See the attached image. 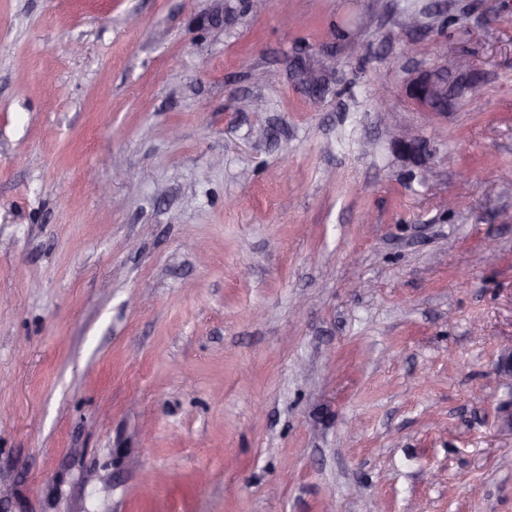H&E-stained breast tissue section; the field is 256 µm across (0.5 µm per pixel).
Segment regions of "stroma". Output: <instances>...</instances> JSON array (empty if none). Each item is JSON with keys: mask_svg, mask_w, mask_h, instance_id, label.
<instances>
[{"mask_svg": "<svg viewBox=\"0 0 512 512\" xmlns=\"http://www.w3.org/2000/svg\"><path fill=\"white\" fill-rule=\"evenodd\" d=\"M224 4L0 0V512H512V0ZM433 70H426L424 73L412 79L410 84L411 95L420 103L425 112L441 113L438 109L428 105L427 99L434 94L435 84Z\"/></svg>", "mask_w": 512, "mask_h": 512, "instance_id": "35a3bbf8", "label": "stroma"}]
</instances>
